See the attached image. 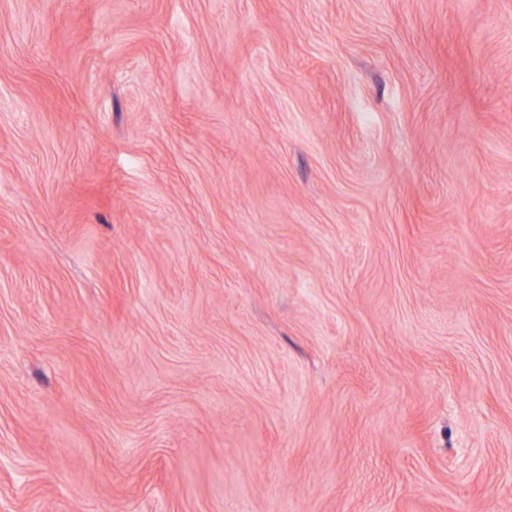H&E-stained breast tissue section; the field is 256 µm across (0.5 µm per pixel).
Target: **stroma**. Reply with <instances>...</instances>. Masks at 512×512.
Returning <instances> with one entry per match:
<instances>
[{
  "mask_svg": "<svg viewBox=\"0 0 512 512\" xmlns=\"http://www.w3.org/2000/svg\"><path fill=\"white\" fill-rule=\"evenodd\" d=\"M0 512H512V0H0Z\"/></svg>",
  "mask_w": 512,
  "mask_h": 512,
  "instance_id": "35a3bbf8",
  "label": "stroma"
}]
</instances>
